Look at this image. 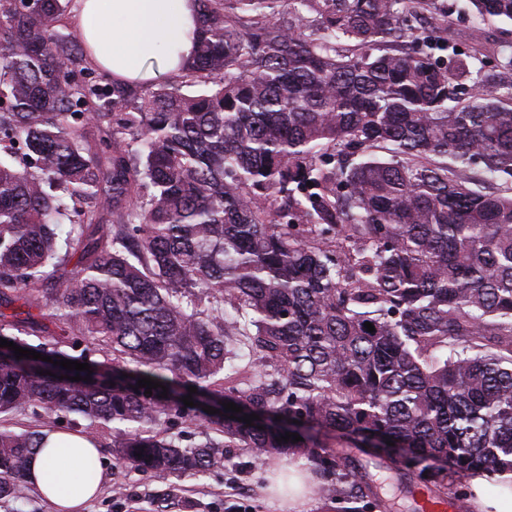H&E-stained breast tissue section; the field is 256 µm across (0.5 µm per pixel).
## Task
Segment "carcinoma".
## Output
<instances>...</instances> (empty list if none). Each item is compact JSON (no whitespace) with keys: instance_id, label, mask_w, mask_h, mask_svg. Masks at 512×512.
Masks as SVG:
<instances>
[{"instance_id":"obj_1","label":"carcinoma","mask_w":512,"mask_h":512,"mask_svg":"<svg viewBox=\"0 0 512 512\" xmlns=\"http://www.w3.org/2000/svg\"><path fill=\"white\" fill-rule=\"evenodd\" d=\"M432 2L199 0L179 81L140 86L95 72L66 0H0V337L52 358H0V413L124 426L116 458L160 478L297 451L336 475L332 512L386 510L318 432L435 488L512 474V52L436 57L448 27L412 25ZM239 348L257 377L225 373ZM190 411L199 440L158 430ZM42 437L0 425V499Z\"/></svg>"}]
</instances>
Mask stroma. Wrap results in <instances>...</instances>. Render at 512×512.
<instances>
[{
    "instance_id": "obj_1",
    "label": "stroma",
    "mask_w": 512,
    "mask_h": 512,
    "mask_svg": "<svg viewBox=\"0 0 512 512\" xmlns=\"http://www.w3.org/2000/svg\"><path fill=\"white\" fill-rule=\"evenodd\" d=\"M465 0H435L433 11L425 15L426 23H436L440 15L448 17V34L458 51L467 53L474 47L473 20L464 10ZM103 461V480L98 496L86 503L83 512H157L158 497L172 492L166 512H235L245 506L247 512H284L266 491L271 475L294 466L308 470L303 455H280L261 463L241 448L227 451L223 467L199 475L157 478L153 473L117 464L112 446L118 438L109 428L94 430ZM357 465L373 479L382 480V493L392 500V512H412L411 500L400 490L401 477L380 468L373 449L356 454Z\"/></svg>"
}]
</instances>
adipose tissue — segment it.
Returning <instances> with one entry per match:
<instances>
[{
	"mask_svg": "<svg viewBox=\"0 0 512 512\" xmlns=\"http://www.w3.org/2000/svg\"><path fill=\"white\" fill-rule=\"evenodd\" d=\"M194 0H78L71 23L92 62L112 78L150 83L179 75L194 55ZM30 464L32 484L55 512H78L99 491L92 437L53 431ZM469 512H512V485L470 479Z\"/></svg>",
	"mask_w": 512,
	"mask_h": 512,
	"instance_id": "1",
	"label": "adipose tissue"
}]
</instances>
